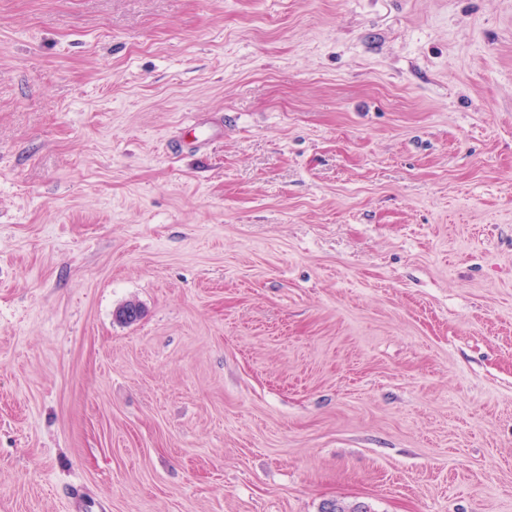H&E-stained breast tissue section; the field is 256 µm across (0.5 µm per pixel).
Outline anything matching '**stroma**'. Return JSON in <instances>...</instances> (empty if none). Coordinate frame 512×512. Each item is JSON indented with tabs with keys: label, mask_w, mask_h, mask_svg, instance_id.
Here are the masks:
<instances>
[{
	"label": "stroma",
	"mask_w": 512,
	"mask_h": 512,
	"mask_svg": "<svg viewBox=\"0 0 512 512\" xmlns=\"http://www.w3.org/2000/svg\"><path fill=\"white\" fill-rule=\"evenodd\" d=\"M76 489L512 512V0H0V512Z\"/></svg>",
	"instance_id": "obj_1"
}]
</instances>
